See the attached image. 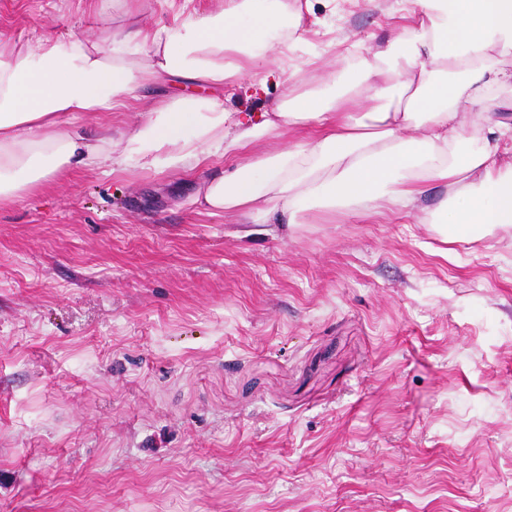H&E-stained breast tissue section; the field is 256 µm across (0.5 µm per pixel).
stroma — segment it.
<instances>
[{"label": "stroma", "mask_w": 512, "mask_h": 512, "mask_svg": "<svg viewBox=\"0 0 512 512\" xmlns=\"http://www.w3.org/2000/svg\"><path fill=\"white\" fill-rule=\"evenodd\" d=\"M310 71L214 90L257 117L365 77L398 0H288ZM125 21L0 0V32ZM101 123L127 132L154 101ZM178 171L90 165L0 205V512H512V230L211 214Z\"/></svg>", "instance_id": "stroma-1"}]
</instances>
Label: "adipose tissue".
<instances>
[{
  "mask_svg": "<svg viewBox=\"0 0 512 512\" xmlns=\"http://www.w3.org/2000/svg\"><path fill=\"white\" fill-rule=\"evenodd\" d=\"M402 58L388 38L366 63L368 82L341 94L312 91L281 100L261 121L224 111L213 99L160 100L135 129L97 137L65 126L76 112L129 106L148 83L179 78L221 88L268 67L293 70L299 14L284 0H219L207 13L177 12L173 24L132 21L133 0H114L127 24L16 42L0 36V204L61 171L91 164L182 171L210 157L238 156L231 173L203 184L206 206L258 220L294 223L298 213L338 203L376 213L416 206L433 184L450 187V228H512V161L506 127L491 98L512 87V0H417ZM249 15L273 26L243 30ZM275 45L276 56L264 49ZM373 108L352 115L359 99ZM479 145L452 152L468 122ZM316 127L308 140L257 154L286 127Z\"/></svg>",
  "mask_w": 512,
  "mask_h": 512,
  "instance_id": "1",
  "label": "adipose tissue"
}]
</instances>
